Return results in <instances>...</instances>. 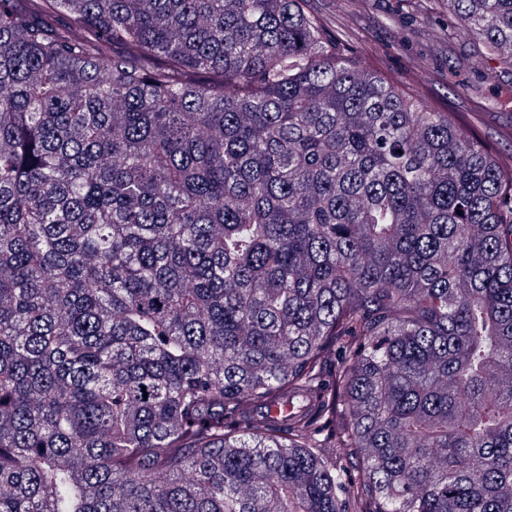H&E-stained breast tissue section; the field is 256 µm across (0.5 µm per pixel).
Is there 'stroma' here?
<instances>
[{
  "label": "stroma",
  "mask_w": 512,
  "mask_h": 512,
  "mask_svg": "<svg viewBox=\"0 0 512 512\" xmlns=\"http://www.w3.org/2000/svg\"><path fill=\"white\" fill-rule=\"evenodd\" d=\"M337 45L365 67L489 141L512 168V66L461 36L444 0H305Z\"/></svg>",
  "instance_id": "obj_1"
}]
</instances>
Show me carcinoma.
Segmentation results:
<instances>
[{
    "label": "carcinoma",
    "instance_id": "carcinoma-1",
    "mask_svg": "<svg viewBox=\"0 0 512 512\" xmlns=\"http://www.w3.org/2000/svg\"><path fill=\"white\" fill-rule=\"evenodd\" d=\"M302 2L0 0V512H512V170Z\"/></svg>",
    "mask_w": 512,
    "mask_h": 512
}]
</instances>
